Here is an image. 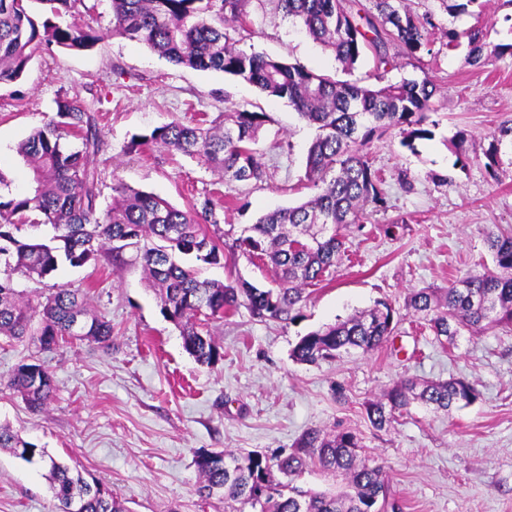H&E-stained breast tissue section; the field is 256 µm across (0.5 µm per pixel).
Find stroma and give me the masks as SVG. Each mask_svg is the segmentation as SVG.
<instances>
[{"instance_id": "stroma-1", "label": "stroma", "mask_w": 512, "mask_h": 512, "mask_svg": "<svg viewBox=\"0 0 512 512\" xmlns=\"http://www.w3.org/2000/svg\"><path fill=\"white\" fill-rule=\"evenodd\" d=\"M84 2L75 17L59 22L95 30L100 39L93 48H40L21 80L0 85L1 195L27 191L30 171L16 146L65 95L99 111L101 142L92 158L98 209L111 205L117 183L183 210L207 196L223 231L235 237L263 213L313 194L304 169L317 130L288 101L219 71L174 65L112 35L109 0ZM407 2L415 14L432 17L428 48L409 59L390 46L387 77L435 86L433 137L410 149L393 130L373 143L370 160L383 179L386 205L368 209L362 224L346 231L344 253L309 287L300 318L260 319L239 308L211 324L222 358L203 366L162 315L140 265L116 266L102 257L39 280L14 274L15 287L34 301L58 286L81 290L89 309L111 320L112 345L76 341L43 351L1 337L0 424L107 484L129 512H224L223 503L197 492L198 450H288L309 428L357 434L363 455L385 467L400 512H512V332L495 329L450 344L405 307L412 290L445 288L491 269L487 232L512 228V145L501 146L499 181L485 169L495 129L512 119V0H471L452 12L440 0ZM449 30L462 34L456 46L448 44ZM469 30L485 35L483 65L465 62ZM238 47L341 72L331 51L270 2L253 8ZM227 105L267 115L258 143L263 181H227L183 154L129 148L134 136L175 120L211 121ZM437 175L447 185L435 184ZM200 275L266 286L272 280L268 266L243 258L204 267ZM380 302L395 311L387 344L313 365L292 358L300 337ZM23 361L45 364L53 374L51 400L37 411L6 384ZM405 379H463L480 397L447 414L415 404L390 427L375 429L367 405ZM0 512H57L42 463L0 450Z\"/></svg>"}]
</instances>
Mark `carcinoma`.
Segmentation results:
<instances>
[{"mask_svg":"<svg viewBox=\"0 0 512 512\" xmlns=\"http://www.w3.org/2000/svg\"><path fill=\"white\" fill-rule=\"evenodd\" d=\"M264 0H110L112 34L137 41L175 65L215 70L247 81L263 94L286 99L300 118L318 129L309 146L305 178L316 194L296 205L263 214L232 242L209 227L220 220L207 197L186 210L165 198L117 183L112 206L100 214L98 175L90 158L99 149L98 111L74 99L57 101L55 115L18 144L17 153L29 166L28 191L0 195V336H25L42 350L72 338L71 325L83 322L77 340L109 344L112 322L90 312L79 291L61 287L33 306L12 286L20 272L43 279L67 262L81 267L103 254L123 264L128 250L141 260L163 316L180 329L185 351L201 365L221 357L210 331L198 329L196 318L214 321L245 307L258 318L293 322L300 317L305 286L320 282L343 246L341 229L360 222L368 207H381V180L369 159L374 140L397 129L401 144L414 149L429 139L428 112L436 88L429 82H391L374 75L376 84L361 86L320 74L284 58L246 53L236 44L248 31V6ZM284 17L298 23L315 42L331 49L342 71L372 53L389 65L387 45L399 43L413 57L427 46L426 24L406 0H372L364 14L352 11L351 0H274ZM84 0H0V84L24 74L41 45L73 52L88 50L100 36L77 25L61 27L52 18L74 13ZM46 15L42 26L31 17L34 7ZM465 62L484 63L483 32L468 35ZM262 112L243 106L224 108L210 128L173 121L148 135L132 138L130 149L156 144L198 159L228 181H260L265 175L256 144L265 122ZM69 134L78 149L61 144ZM49 224L54 235L25 238L21 228ZM486 243L495 270L470 273L439 292L432 288L410 293L407 307L423 316L437 337L453 340L489 328L512 332V230L490 233ZM267 260L273 286L241 277L224 284L200 279L199 269L224 259ZM394 311L386 303L301 337L292 350L299 362L315 364L343 352L373 351L393 335ZM8 385L27 405L38 410L53 391L51 371L42 364L22 362ZM480 397L474 385L460 379L442 383L402 382L367 406L373 427L391 425L395 412L420 401L450 411ZM48 468L58 512H127L112 489L87 480L82 471L48 455L0 425V449ZM351 432L306 430L294 449L265 454L203 450L196 454L198 493L224 502V512H387L393 505L384 467L359 454ZM346 480L337 492L304 490L298 482L311 465Z\"/></svg>","mask_w":512,"mask_h":512,"instance_id":"1","label":"carcinoma"}]
</instances>
